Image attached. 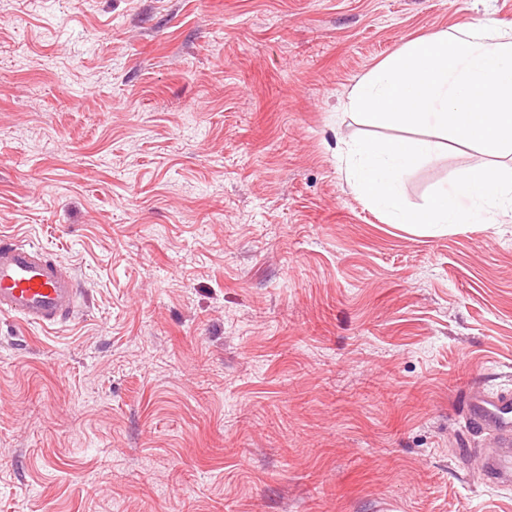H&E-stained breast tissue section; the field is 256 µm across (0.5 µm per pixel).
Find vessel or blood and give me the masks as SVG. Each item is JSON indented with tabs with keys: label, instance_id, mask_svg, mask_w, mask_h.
<instances>
[{
	"label": "vessel or blood",
	"instance_id": "1",
	"mask_svg": "<svg viewBox=\"0 0 512 512\" xmlns=\"http://www.w3.org/2000/svg\"><path fill=\"white\" fill-rule=\"evenodd\" d=\"M75 276L38 245L0 237V314L51 327L73 315L77 306ZM471 425L493 433L497 448L483 456L489 480L512 484V394L465 396Z\"/></svg>",
	"mask_w": 512,
	"mask_h": 512
}]
</instances>
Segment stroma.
Instances as JSON below:
<instances>
[{
  "label": "stroma",
  "instance_id": "35a3bbf8",
  "mask_svg": "<svg viewBox=\"0 0 512 512\" xmlns=\"http://www.w3.org/2000/svg\"><path fill=\"white\" fill-rule=\"evenodd\" d=\"M512 0H0V234L78 305L0 315V512H512V217L423 238L350 183L359 78ZM411 207L487 158L426 128ZM471 425L493 433L497 448L483 456L489 480L500 486L512 483V394L464 395Z\"/></svg>",
  "mask_w": 512,
  "mask_h": 512
}]
</instances>
